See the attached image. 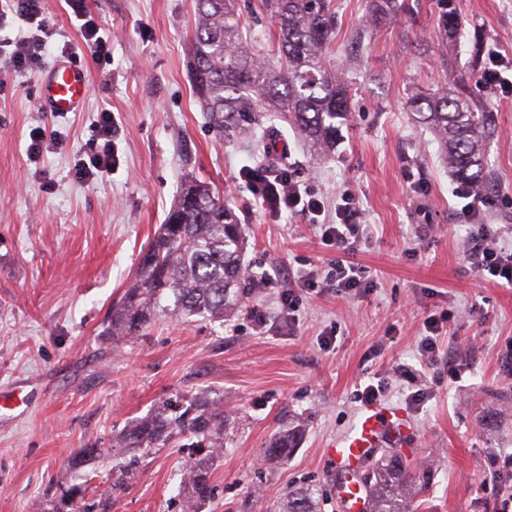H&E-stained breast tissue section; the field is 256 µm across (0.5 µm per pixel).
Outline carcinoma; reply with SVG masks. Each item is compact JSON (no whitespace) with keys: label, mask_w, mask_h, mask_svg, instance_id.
Instances as JSON below:
<instances>
[{"label":"carcinoma","mask_w":512,"mask_h":512,"mask_svg":"<svg viewBox=\"0 0 512 512\" xmlns=\"http://www.w3.org/2000/svg\"><path fill=\"white\" fill-rule=\"evenodd\" d=\"M196 23L190 37V70L197 102L221 133L235 136L262 131L255 139L257 155L269 154L268 142L283 136L276 121L289 118L316 153L336 145L337 124L349 112L352 83L330 67L336 49L338 17L333 0H260V15L278 28L280 63L267 61L243 32L239 0H193ZM444 35L457 39L465 28L454 0H438ZM370 25L391 24L413 8L408 0H367ZM481 48L475 47L468 78H458L434 93H416L407 101L412 121L432 131L442 158L461 184L485 185L484 142L493 114L476 104L467 80L481 73ZM247 240L228 199L209 183H185L164 224L143 253L138 271L112 305L111 332L116 339L142 334L155 319H226L234 316L257 284L244 263ZM224 402L206 396L187 406L168 402L151 418L141 420L116 438L113 469L118 485L134 476L135 454L158 448L175 438L206 448L186 465L181 512H201L211 493L214 456L224 450ZM298 431L285 429L265 450L268 461H282L293 452ZM428 480L426 469L412 467L387 452L347 476L338 474L344 490L351 482L366 493V512H415L416 487ZM86 488L74 487L52 505V512H83ZM323 494L313 486L288 490L280 512H321Z\"/></svg>","instance_id":"1"}]
</instances>
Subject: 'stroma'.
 Wrapping results in <instances>:
<instances>
[{
  "label": "stroma",
  "mask_w": 512,
  "mask_h": 512,
  "mask_svg": "<svg viewBox=\"0 0 512 512\" xmlns=\"http://www.w3.org/2000/svg\"><path fill=\"white\" fill-rule=\"evenodd\" d=\"M456 3L466 37L443 40L435 0H418L415 20L367 34L357 57H337L353 90L333 151L315 155L286 137L289 172L328 211L344 190L355 193L365 226L357 260L374 283L300 292L292 323L265 276L285 267L323 275L337 252L305 218L260 207L241 176L258 164L253 141L216 135L201 112L189 73L193 0H91L112 56L74 55L90 84L79 112L34 111L41 70L13 72L0 50V397L20 402L0 411V512H40L82 485L88 512H180L190 449H152L106 509L97 495L112 490L115 473L98 458L81 468L72 460L83 448H110L163 402L199 393L223 399L231 420L203 512H277L288 488L335 491L328 450L353 428L370 384L383 388L377 407L401 408L410 421L393 452L412 465L433 459L416 512H512V288L470 268L456 181L406 106L414 88L467 75L471 33L512 59V0ZM472 93L496 121L486 221L510 246L512 97L478 83ZM103 108L115 123L116 161L81 184L71 169ZM38 126L66 145L33 161L27 146ZM193 178L236 205L245 262L263 279L250 303L265 322L244 309L225 321L166 318L113 343L112 302ZM430 316L441 323L432 359L420 347ZM293 426L301 437L288 463L266 465L269 441Z\"/></svg>",
  "instance_id": "35a3bbf8"
}]
</instances>
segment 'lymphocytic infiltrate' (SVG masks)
<instances>
[{"instance_id": "obj_1", "label": "lymphocytic infiltrate", "mask_w": 512, "mask_h": 512, "mask_svg": "<svg viewBox=\"0 0 512 512\" xmlns=\"http://www.w3.org/2000/svg\"><path fill=\"white\" fill-rule=\"evenodd\" d=\"M70 17H73L83 47L94 57L101 58L112 53V42L102 32L97 17L92 13L87 0H65ZM8 8L30 27L28 36L14 44L9 61L14 71L23 72L45 64L51 55L72 54L70 44L54 45L53 24L42 8V0H8ZM96 138L88 158L78 159L75 177L84 184L96 181L112 169L115 155L112 148L114 121L109 109H101L95 121ZM242 175L253 186L255 195L263 208L271 212H288L306 217L315 224L324 245L344 251V259L334 261L326 276L312 271L296 274L294 281H281V314L293 317L296 310L297 290H312L319 285L349 292L371 287L365 268L352 259L361 227L356 224L357 200L352 192H345L343 202L335 216H328L324 202L308 188L296 181L289 172L271 176L267 172L248 168ZM456 195L463 199L462 215L472 229L466 238L465 254L471 268L478 276L490 283L512 287V249L504 248L491 225L482 221V214L489 205L488 199L477 192L457 187Z\"/></svg>"}]
</instances>
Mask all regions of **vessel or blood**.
<instances>
[{"instance_id": "1", "label": "vessel or blood", "mask_w": 512, "mask_h": 512, "mask_svg": "<svg viewBox=\"0 0 512 512\" xmlns=\"http://www.w3.org/2000/svg\"><path fill=\"white\" fill-rule=\"evenodd\" d=\"M88 92V77L66 58L56 59L44 71L41 79V102L50 112H78L84 107ZM403 424L391 420L388 413L365 408L349 434L337 444L336 459L351 466L377 447L384 435L401 436Z\"/></svg>"}]
</instances>
